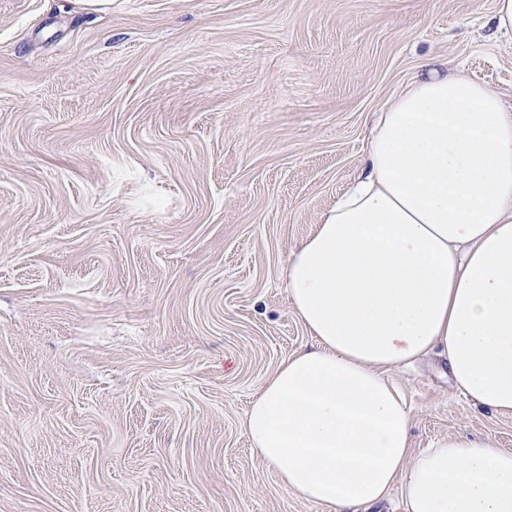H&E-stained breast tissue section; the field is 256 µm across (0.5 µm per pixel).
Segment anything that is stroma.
I'll list each match as a JSON object with an SVG mask.
<instances>
[{"mask_svg":"<svg viewBox=\"0 0 512 512\" xmlns=\"http://www.w3.org/2000/svg\"><path fill=\"white\" fill-rule=\"evenodd\" d=\"M494 0H0V512H329L250 448L313 343L286 259L429 69L512 105ZM413 448L512 416L393 371Z\"/></svg>","mask_w":512,"mask_h":512,"instance_id":"obj_1","label":"stroma"}]
</instances>
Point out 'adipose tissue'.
Wrapping results in <instances>:
<instances>
[{"label":"adipose tissue","instance_id":"adipose-tissue-1","mask_svg":"<svg viewBox=\"0 0 512 512\" xmlns=\"http://www.w3.org/2000/svg\"><path fill=\"white\" fill-rule=\"evenodd\" d=\"M314 339L264 379L251 448L287 491L364 512H512V451L448 437L414 449L388 373L430 356L453 388L512 415V106L431 73L395 96L360 175L286 260Z\"/></svg>","mask_w":512,"mask_h":512}]
</instances>
